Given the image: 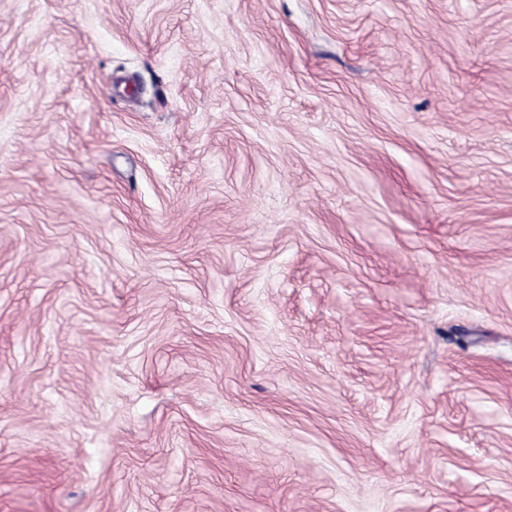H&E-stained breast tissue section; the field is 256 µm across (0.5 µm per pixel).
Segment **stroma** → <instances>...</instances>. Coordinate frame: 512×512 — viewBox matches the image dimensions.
<instances>
[{
	"instance_id": "35a3bbf8",
	"label": "stroma",
	"mask_w": 512,
	"mask_h": 512,
	"mask_svg": "<svg viewBox=\"0 0 512 512\" xmlns=\"http://www.w3.org/2000/svg\"><path fill=\"white\" fill-rule=\"evenodd\" d=\"M0 512H512V0H0Z\"/></svg>"
}]
</instances>
